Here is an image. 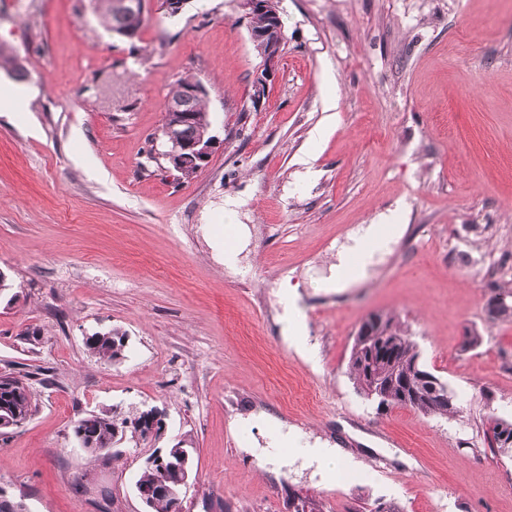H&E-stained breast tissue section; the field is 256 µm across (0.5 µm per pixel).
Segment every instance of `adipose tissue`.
Instances as JSON below:
<instances>
[{
  "label": "adipose tissue",
  "mask_w": 512,
  "mask_h": 512,
  "mask_svg": "<svg viewBox=\"0 0 512 512\" xmlns=\"http://www.w3.org/2000/svg\"><path fill=\"white\" fill-rule=\"evenodd\" d=\"M400 230L397 224H370L363 227L354 237L352 245L340 254L331 275L323 282L324 287L339 293L363 287L368 281L369 268L376 255L390 250Z\"/></svg>",
  "instance_id": "adipose-tissue-1"
}]
</instances>
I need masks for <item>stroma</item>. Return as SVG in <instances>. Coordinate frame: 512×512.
Listing matches in <instances>:
<instances>
[{"instance_id": "1", "label": "stroma", "mask_w": 512, "mask_h": 512, "mask_svg": "<svg viewBox=\"0 0 512 512\" xmlns=\"http://www.w3.org/2000/svg\"><path fill=\"white\" fill-rule=\"evenodd\" d=\"M279 73L237 0H146L138 37L93 0H0V373L31 380L37 410L0 436V487L31 512H144L146 458L194 448L182 512H512V457L486 420H512V0H279ZM190 76L216 139L193 178L169 172L166 95ZM403 230L368 283L320 288L359 227ZM237 245L224 267V242ZM297 285L307 358L286 339ZM392 312L460 413L426 416L360 394L348 358L361 321ZM127 334L105 363L85 341ZM477 346L463 345L466 330ZM158 408L161 435L92 455L77 420ZM332 451L337 469L321 454Z\"/></svg>"}]
</instances>
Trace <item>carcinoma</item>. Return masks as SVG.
I'll return each instance as SVG.
<instances>
[{"mask_svg": "<svg viewBox=\"0 0 512 512\" xmlns=\"http://www.w3.org/2000/svg\"><path fill=\"white\" fill-rule=\"evenodd\" d=\"M96 10L102 24L111 32L141 30L144 10L122 11L115 6V0H96ZM0 67L23 77L25 71L18 56L0 47ZM193 83L185 77L174 82L167 94V102L177 105L189 116V120L176 128L177 137L192 140L200 130L209 126L208 111L203 97L187 98L184 88ZM377 335L356 336L348 359V370L356 386L361 388L377 382L390 391L391 403L397 407L410 408L424 415L453 418L460 407L453 391L440 378L428 382L422 374L420 353L407 326L391 312H374ZM126 333L119 329L95 332L87 340L88 350L104 361H114L125 348ZM11 406L22 417L30 418L36 410L30 386L13 393ZM144 412L124 414L116 409L88 416L89 425L85 430L86 451L99 455L111 449L118 437L131 434V437H144L141 425ZM489 447L499 454L512 455V421L496 424L493 434L487 435ZM182 479L177 472L159 465L147 464L135 481V487L154 491L148 505V512H177L173 498L159 491L162 485L175 486Z\"/></svg>", "mask_w": 512, "mask_h": 512, "instance_id": "obj_1", "label": "carcinoma"}]
</instances>
